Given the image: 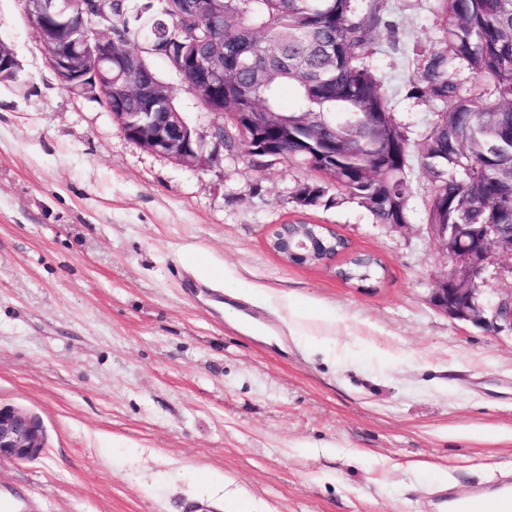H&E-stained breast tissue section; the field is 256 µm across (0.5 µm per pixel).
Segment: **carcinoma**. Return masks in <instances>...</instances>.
<instances>
[{
    "label": "carcinoma",
    "mask_w": 512,
    "mask_h": 512,
    "mask_svg": "<svg viewBox=\"0 0 512 512\" xmlns=\"http://www.w3.org/2000/svg\"><path fill=\"white\" fill-rule=\"evenodd\" d=\"M443 47L409 80L412 97L440 106L426 136L413 142L395 122L376 74L364 65L372 33L387 25L382 0L364 14L352 0H224V151L254 167L288 160L336 171V183L299 185L304 207L347 196L377 224L410 223L405 183L413 159L432 174L428 224H458L467 239L484 224L512 231V0H437ZM113 35L128 48L155 45L171 62L202 22L165 0L115 2ZM475 80L462 91L455 68ZM248 112H274L268 130ZM384 265L362 255L341 272L349 282L380 279Z\"/></svg>",
    "instance_id": "obj_1"
}]
</instances>
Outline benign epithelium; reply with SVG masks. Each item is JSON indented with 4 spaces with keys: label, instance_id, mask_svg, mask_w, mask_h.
<instances>
[{
    "label": "benign epithelium",
    "instance_id": "obj_1",
    "mask_svg": "<svg viewBox=\"0 0 512 512\" xmlns=\"http://www.w3.org/2000/svg\"><path fill=\"white\" fill-rule=\"evenodd\" d=\"M102 0H23L30 28L44 46L48 59L63 88L76 96L96 85L95 96L123 132L143 150L166 157L178 164L208 168L224 157V123H214L200 130L186 122L181 112H172L163 101L164 93L156 84L135 89L142 111H112V95L121 92L112 81V62L125 71L146 68L141 52L126 51L112 42V17L101 29L92 14ZM19 64L11 48L0 41V80L17 77ZM177 73L194 91L207 88L217 102L224 101V43L203 30L184 52ZM439 250L449 259L448 271L431 291V302L441 312L480 327L512 332V292L499 298L491 308L483 301L478 285L485 283L489 267L505 258L512 259V232L493 227L481 237L464 242L439 234L441 226L428 225ZM329 229L312 224L299 237L292 225L280 224L272 233V244H281L288 256L301 257L309 242ZM44 449L40 423L25 412L0 406V461H29Z\"/></svg>",
    "mask_w": 512,
    "mask_h": 512
}]
</instances>
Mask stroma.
I'll return each instance as SVG.
<instances>
[{
	"label": "stroma",
	"mask_w": 512,
	"mask_h": 512,
	"mask_svg": "<svg viewBox=\"0 0 512 512\" xmlns=\"http://www.w3.org/2000/svg\"><path fill=\"white\" fill-rule=\"evenodd\" d=\"M437 9L385 0L366 60L415 142L438 110L408 94L442 45ZM0 41L19 62L0 82V404L45 435L37 459L0 462L18 512H448L438 491L512 473V334L432 305L447 260L419 164L404 228L350 199L304 207L312 175L291 162L198 169L129 140L58 83L22 0H0ZM149 63L192 125L217 122ZM298 221L377 255L384 278L285 262L267 235ZM212 290L263 332L225 320ZM313 315L334 335H310Z\"/></svg>",
	"instance_id": "35a3bbf8"
}]
</instances>
